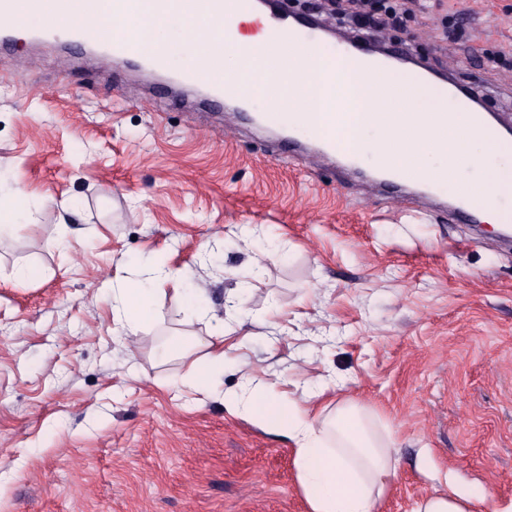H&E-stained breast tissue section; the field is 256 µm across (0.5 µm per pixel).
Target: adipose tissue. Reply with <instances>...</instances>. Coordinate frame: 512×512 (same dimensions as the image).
<instances>
[{"instance_id": "1", "label": "adipose tissue", "mask_w": 512, "mask_h": 512, "mask_svg": "<svg viewBox=\"0 0 512 512\" xmlns=\"http://www.w3.org/2000/svg\"><path fill=\"white\" fill-rule=\"evenodd\" d=\"M140 275V280L110 287L112 311L131 348L138 346L144 325L157 314L156 286L169 284L178 290L184 282L180 269L163 263L145 265ZM229 360L223 337H216L206 359L192 363L185 386L209 393ZM224 405L263 429L287 432L296 444V463L312 512H375L397 475L393 441L372 432L357 406L340 408L318 423L308 409L275 399L270 386L261 381L225 393Z\"/></svg>"}]
</instances>
